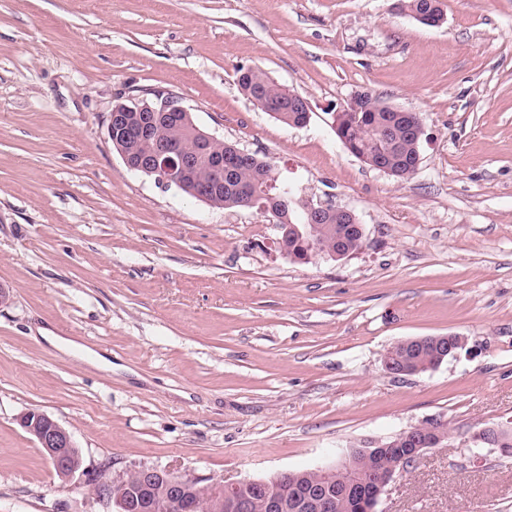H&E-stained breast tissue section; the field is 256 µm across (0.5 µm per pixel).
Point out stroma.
<instances>
[{
	"label": "stroma",
	"instance_id": "stroma-1",
	"mask_svg": "<svg viewBox=\"0 0 512 512\" xmlns=\"http://www.w3.org/2000/svg\"><path fill=\"white\" fill-rule=\"evenodd\" d=\"M0 0V512H113L92 495L171 470L200 485L316 469L448 423L378 512H512V457L458 450L512 427V0ZM259 67L303 96L289 127L240 91ZM420 113L406 182L355 156V93ZM178 97L306 199L352 211L363 247L299 263L259 209L224 210L128 171L116 103ZM91 349L96 367L39 336ZM459 333L457 357L385 371L394 342ZM71 435L58 476L18 417Z\"/></svg>",
	"mask_w": 512,
	"mask_h": 512
}]
</instances>
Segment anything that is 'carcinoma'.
Here are the masks:
<instances>
[{"label":"carcinoma","instance_id":"obj_1","mask_svg":"<svg viewBox=\"0 0 512 512\" xmlns=\"http://www.w3.org/2000/svg\"><path fill=\"white\" fill-rule=\"evenodd\" d=\"M401 2L405 11L430 15L435 0ZM238 84L244 96L277 121L292 126L306 118V112L295 107V102L288 98V90L271 79L265 70L259 67L240 70ZM380 104V99L368 92L349 102L345 112L347 125L336 131V135L364 163L384 164L394 171L393 177L406 181L416 170L415 160L420 153L423 133L411 118L401 112L383 110ZM142 116L141 112L125 113L126 129L118 134L113 146L136 162L161 148L190 156L191 168L180 185L186 194L219 209H259L268 203V199L262 197L264 189L276 193L271 183L277 184L279 180L269 161L255 154L237 159L234 145L222 140L200 145L201 129L181 114L158 118L151 136L145 137L140 134ZM221 157L224 167L232 168L228 175L216 170V160ZM275 208L280 216L278 223L290 227L285 245L288 255L295 260L308 263L314 259V245L327 255L331 251L354 253L364 244L359 225L344 221L334 212H326L318 218L310 215L308 202L295 192L283 196ZM442 355L443 349L429 338L413 343L400 340L393 361L399 368L425 372ZM406 451L403 442L397 443L393 438L383 440L367 452H358L356 466L365 472L387 468ZM347 480V473L342 471L325 482L310 470H295L279 480L274 488L276 496L286 504L281 512H297L295 504L317 492L326 500L325 507L318 512H358L356 499L343 492ZM127 494L139 496L149 512L158 501L159 488H144L134 481L129 484Z\"/></svg>","mask_w":512,"mask_h":512}]
</instances>
